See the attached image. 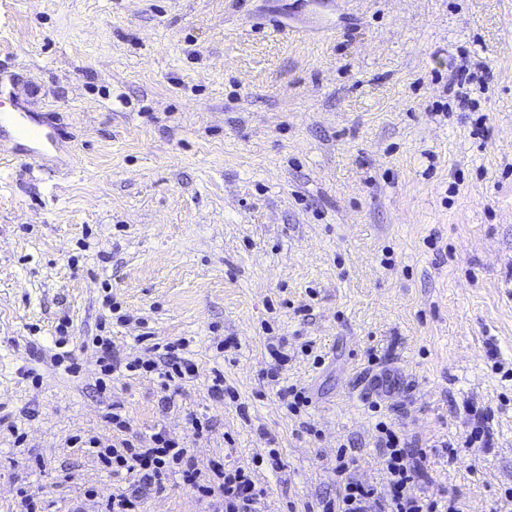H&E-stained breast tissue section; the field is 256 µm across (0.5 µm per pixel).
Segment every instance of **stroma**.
<instances>
[{
    "instance_id": "obj_1",
    "label": "stroma",
    "mask_w": 512,
    "mask_h": 512,
    "mask_svg": "<svg viewBox=\"0 0 512 512\" xmlns=\"http://www.w3.org/2000/svg\"><path fill=\"white\" fill-rule=\"evenodd\" d=\"M13 102L66 168L0 151V512H102L72 436L160 430L204 470L276 452L263 512H308L340 450L386 485L381 421L421 495L512 512V0H0ZM60 328L79 373L36 356ZM99 338L197 373L104 372ZM140 510L203 505L171 473Z\"/></svg>"
}]
</instances>
